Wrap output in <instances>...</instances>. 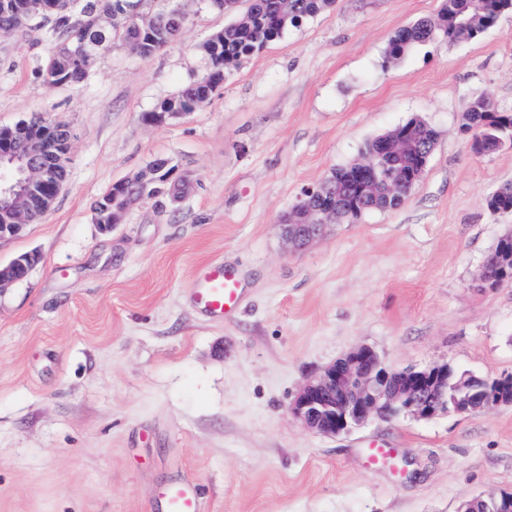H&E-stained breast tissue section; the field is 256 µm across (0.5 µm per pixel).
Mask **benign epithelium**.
<instances>
[{
  "mask_svg": "<svg viewBox=\"0 0 512 512\" xmlns=\"http://www.w3.org/2000/svg\"><path fill=\"white\" fill-rule=\"evenodd\" d=\"M43 14L28 8L16 13L14 29L21 30L42 21ZM413 128L399 126L384 135L376 152L356 163L367 175V188L373 195H393L415 185L423 176L428 156L410 169L392 168L391 156H398L415 145ZM51 179V170L42 164L38 141L20 135L12 148L0 150V208L11 209L26 195L41 191ZM336 221V208H313L297 204L285 220L288 241L296 249L318 236L325 225ZM29 257L22 254L5 266L0 265V288L17 281L27 269ZM450 363L423 369L396 371L386 367L377 353L358 347L325 368L308 382L292 404L295 417L308 429L336 436L364 424L369 418L408 413L421 419L439 413L462 415L474 412L472 396L448 399ZM484 408L512 402V379L496 380L483 393ZM457 512H512V493L488 498L476 497Z\"/></svg>",
  "mask_w": 512,
  "mask_h": 512,
  "instance_id": "7a95c632",
  "label": "benign epithelium"
}]
</instances>
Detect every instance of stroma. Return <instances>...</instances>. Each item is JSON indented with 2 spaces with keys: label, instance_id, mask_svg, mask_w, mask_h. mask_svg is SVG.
<instances>
[{
  "label": "stroma",
  "instance_id": "stroma-1",
  "mask_svg": "<svg viewBox=\"0 0 512 512\" xmlns=\"http://www.w3.org/2000/svg\"><path fill=\"white\" fill-rule=\"evenodd\" d=\"M177 5L175 42L148 58L114 43L79 86L44 83L40 30L0 37V127L43 118L70 132L51 209L0 238L2 265L38 256L0 290V512H164L162 491L186 479L206 512H457L512 491L510 402L332 437L290 411L361 345L396 370L512 377V284H480L512 232V213L486 204L512 182V145L475 153L462 127L477 94L512 111V14L390 61L395 32L436 19L441 0H339L242 58L194 112L150 123L207 73L202 46L232 20L204 0ZM412 119L437 138L404 204L292 249L281 222L302 192ZM159 158L192 188L101 232L95 202ZM211 261L239 280L234 317L192 301ZM374 442L393 450L378 466Z\"/></svg>",
  "mask_w": 512,
  "mask_h": 512
}]
</instances>
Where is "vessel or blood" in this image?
<instances>
[{
    "mask_svg": "<svg viewBox=\"0 0 512 512\" xmlns=\"http://www.w3.org/2000/svg\"><path fill=\"white\" fill-rule=\"evenodd\" d=\"M192 299L198 309L216 319L232 317L241 296L239 283L223 264L212 262L195 273ZM167 512H203V496L196 483L181 481L169 485L162 493Z\"/></svg>",
    "mask_w": 512,
    "mask_h": 512,
    "instance_id": "vessel-or-blood-1",
    "label": "vessel or blood"
}]
</instances>
